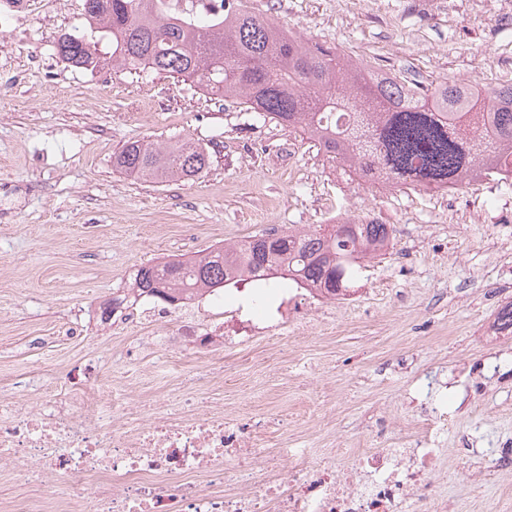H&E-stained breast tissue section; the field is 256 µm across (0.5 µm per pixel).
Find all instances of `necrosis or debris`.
<instances>
[{
  "label": "necrosis or debris",
  "mask_w": 512,
  "mask_h": 512,
  "mask_svg": "<svg viewBox=\"0 0 512 512\" xmlns=\"http://www.w3.org/2000/svg\"><path fill=\"white\" fill-rule=\"evenodd\" d=\"M304 294L282 298L276 308L260 302L227 309L223 343L271 342L283 330L303 335L307 324L288 318ZM78 413L56 412L42 402L18 414L0 388V463L11 475L44 474L45 490L23 502L0 498V512H446L443 497L431 495L424 510L413 496L430 488L439 455L437 420L445 401H433L413 447L367 448L351 464L335 450L311 458L305 448L269 453L249 424L223 416L182 413L167 405L147 419L127 405L125 391L111 396L82 393ZM93 509H86V502Z\"/></svg>",
  "instance_id": "necrosis-or-debris-1"
}]
</instances>
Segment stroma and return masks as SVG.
<instances>
[{
	"mask_svg": "<svg viewBox=\"0 0 512 512\" xmlns=\"http://www.w3.org/2000/svg\"><path fill=\"white\" fill-rule=\"evenodd\" d=\"M304 39L355 60L498 85L512 72V0H243ZM82 0H26L0 13V386L35 371L36 396L70 404L74 375L126 390L145 412L200 396L225 421L267 426L270 443L345 455L407 435L428 398L448 401L434 486L447 512H512V470L478 456L512 446V337L489 329L512 303V181L443 191L342 178L299 134L211 100L180 79L63 61L86 29ZM188 139L211 155L192 181L112 166L124 143ZM389 225L349 295L307 336L202 361L148 345L165 320L117 331L105 301L142 266L192 257L271 227L313 228L336 210Z\"/></svg>",
	"mask_w": 512,
	"mask_h": 512,
	"instance_id": "stroma-1",
	"label": "stroma"
}]
</instances>
